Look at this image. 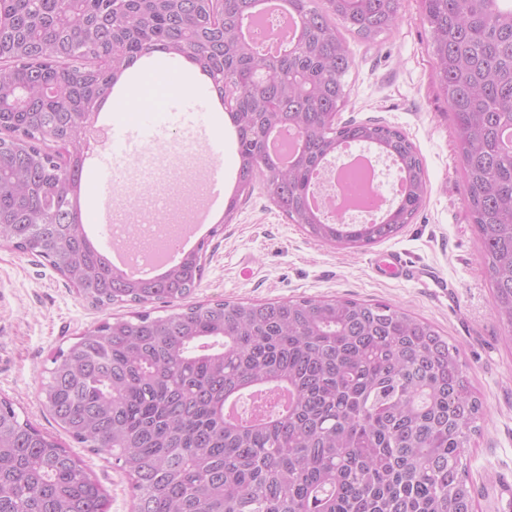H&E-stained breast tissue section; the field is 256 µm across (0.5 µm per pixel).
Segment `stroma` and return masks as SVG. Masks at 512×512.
<instances>
[{"instance_id": "35a3bbf8", "label": "stroma", "mask_w": 512, "mask_h": 512, "mask_svg": "<svg viewBox=\"0 0 512 512\" xmlns=\"http://www.w3.org/2000/svg\"><path fill=\"white\" fill-rule=\"evenodd\" d=\"M400 19L389 32L366 41L345 39L354 65L345 82L349 102L338 123L377 120L404 134L418 150L429 185L411 224L367 249L324 244L287 221L262 186L236 196L238 157L224 142V195L238 203L217 235L207 237L204 274L189 297L272 302L301 296H345L383 301L432 322L460 349L461 360L482 402L481 431L466 452L475 488V512H512V337L492 307V292L479 260V244L458 173L456 140L448 101L435 70L432 40L421 0H401ZM194 136L185 126L147 141L141 154L154 157L143 170L128 159L121 172L138 210H114L109 189L86 181L81 206L85 220L112 218L139 223L154 195L171 198L170 223L205 191L202 169L183 154ZM400 255L414 279L380 276L387 254ZM131 304L98 309L46 261L0 246V398L13 402L20 418L58 438L106 490L108 512H132V489L108 452L81 447L51 419L42 386L54 354L77 336L111 317L134 312Z\"/></svg>"}]
</instances>
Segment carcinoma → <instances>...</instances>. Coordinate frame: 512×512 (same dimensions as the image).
Returning a JSON list of instances; mask_svg holds the SVG:
<instances>
[{
    "label": "carcinoma",
    "instance_id": "obj_1",
    "mask_svg": "<svg viewBox=\"0 0 512 512\" xmlns=\"http://www.w3.org/2000/svg\"><path fill=\"white\" fill-rule=\"evenodd\" d=\"M257 0H0V245L43 258L97 307L180 305L202 248L132 281L89 244L81 219L82 114L140 54L209 72L237 131V192L261 182L315 239L362 249L410 223L428 185L399 129L336 124L352 66L340 28L391 30L400 0H285L297 29L267 55L243 35ZM448 100L493 310L512 335V0H422ZM263 71L266 79L253 81ZM297 136L287 171L270 136ZM51 139L64 149L52 153ZM384 149L407 182L387 220L313 211V173L345 143ZM44 405L77 443L112 455L133 512H473L466 449L482 402L460 350L401 307L350 298L216 301L104 321L52 359ZM288 392L259 423L225 417L248 390ZM105 490L49 434L0 399V512H107Z\"/></svg>",
    "mask_w": 512,
    "mask_h": 512
}]
</instances>
